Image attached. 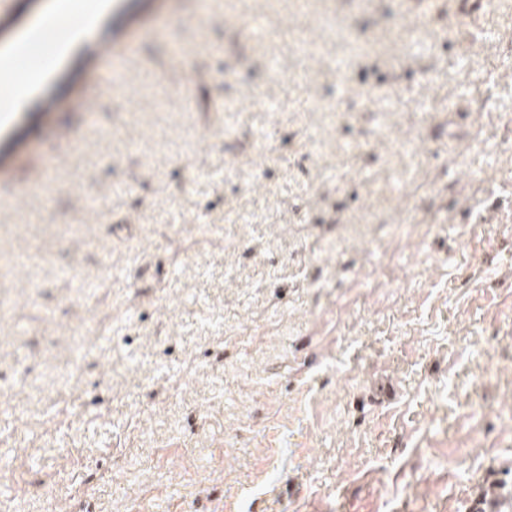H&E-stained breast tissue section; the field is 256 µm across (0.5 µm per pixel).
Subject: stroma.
<instances>
[{
  "label": "stroma",
  "instance_id": "35a3bbf8",
  "mask_svg": "<svg viewBox=\"0 0 512 512\" xmlns=\"http://www.w3.org/2000/svg\"><path fill=\"white\" fill-rule=\"evenodd\" d=\"M457 2L110 0L56 60L0 125V512H508L512 0Z\"/></svg>",
  "mask_w": 512,
  "mask_h": 512
}]
</instances>
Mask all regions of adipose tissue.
<instances>
[{
	"mask_svg": "<svg viewBox=\"0 0 512 512\" xmlns=\"http://www.w3.org/2000/svg\"><path fill=\"white\" fill-rule=\"evenodd\" d=\"M104 10L103 0H60L56 11L45 15L39 25L31 28L24 37L14 44L10 52L0 56V68L13 69L16 61L29 54L30 50L41 40L45 27L65 19H74L78 22L77 27L60 46L61 51H68L75 42L92 35L95 22Z\"/></svg>",
	"mask_w": 512,
	"mask_h": 512,
	"instance_id": "1",
	"label": "adipose tissue"
}]
</instances>
